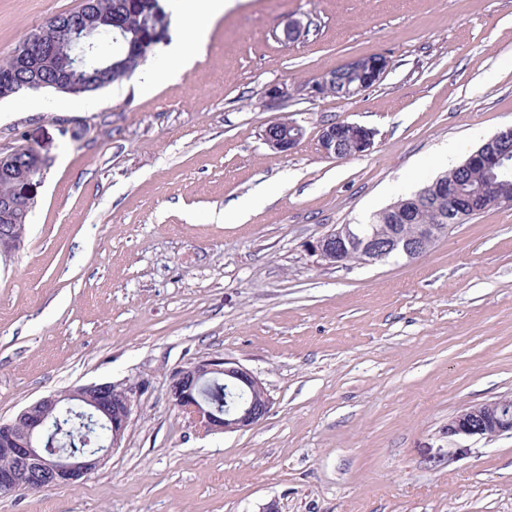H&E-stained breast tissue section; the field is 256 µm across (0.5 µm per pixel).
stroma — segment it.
I'll list each match as a JSON object with an SVG mask.
<instances>
[{"mask_svg": "<svg viewBox=\"0 0 512 512\" xmlns=\"http://www.w3.org/2000/svg\"><path fill=\"white\" fill-rule=\"evenodd\" d=\"M82 0H0V60ZM298 20L299 41L280 33ZM382 54L345 100L306 83ZM298 84L282 106L273 83ZM0 101V153L49 165L24 242L0 260V420L48 393L137 381L122 448L72 488L0 494V512H512V435L448 420L512 397V207L426 255L329 266L311 250L512 127V0H235L193 66L141 93ZM306 135L269 149L265 126ZM371 129L340 161L321 128ZM266 206L224 220L254 194ZM236 359L274 400L207 434L168 401L191 362ZM297 91L298 88L295 85L283 82L269 85L264 92V106L270 109L278 108L293 97ZM288 120V119H285ZM277 120L265 126L262 135L264 143L271 149L281 153L295 150L305 136L303 126L296 122Z\"/></svg>", "mask_w": 512, "mask_h": 512, "instance_id": "35a3bbf8", "label": "stroma"}]
</instances>
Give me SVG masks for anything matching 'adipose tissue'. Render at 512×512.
<instances>
[{"instance_id": "ef3b65f1", "label": "adipose tissue", "mask_w": 512, "mask_h": 512, "mask_svg": "<svg viewBox=\"0 0 512 512\" xmlns=\"http://www.w3.org/2000/svg\"><path fill=\"white\" fill-rule=\"evenodd\" d=\"M231 5L232 0H195L194 9L180 18L184 39L172 41L165 48L163 64L147 72L143 92H152L174 72L191 67L198 51L205 46L214 21Z\"/></svg>"}]
</instances>
